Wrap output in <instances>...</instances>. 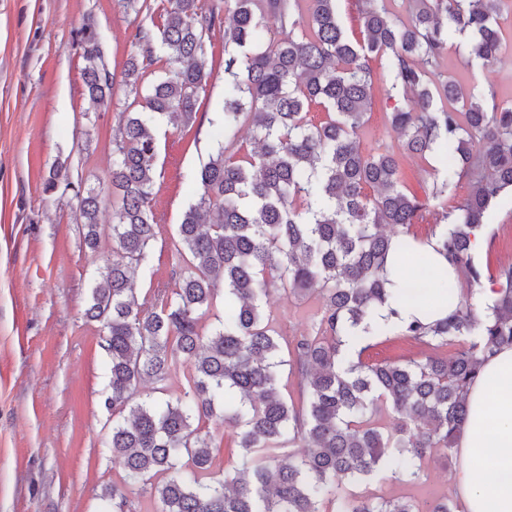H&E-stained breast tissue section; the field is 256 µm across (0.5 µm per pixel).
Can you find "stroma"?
Instances as JSON below:
<instances>
[{
	"mask_svg": "<svg viewBox=\"0 0 512 512\" xmlns=\"http://www.w3.org/2000/svg\"><path fill=\"white\" fill-rule=\"evenodd\" d=\"M94 23L111 72L121 73L139 48L137 26L156 29L162 8L136 13L120 0H0V512H98L102 490L120 482L109 441L112 412L105 406L110 369L101 324L84 310L97 269L112 258V136L121 112L133 101L116 83L112 104L101 109L85 94L83 51L74 31ZM506 47L501 61L484 69L466 50L450 51L443 76L468 85L494 86L512 100V13L503 15ZM215 59L200 92L190 132L157 131L158 161L152 208L160 226L136 285L168 283L174 268L177 226L201 193L195 177L217 148L216 114L224 106V31L206 41ZM373 98L358 140L363 151L388 148L395 135L389 112L403 106L388 97L389 74L372 69ZM66 166L73 179L103 189L101 243H83L72 191L48 193L53 168ZM477 260L490 272L512 264V194L489 210ZM322 307L314 294L276 291L265 307L285 339L310 333ZM424 349L402 336L372 338L369 363L422 358ZM455 458L427 457L419 483L375 477L343 483V496L369 492L425 501L454 492Z\"/></svg>",
	"mask_w": 512,
	"mask_h": 512,
	"instance_id": "1",
	"label": "stroma"
}]
</instances>
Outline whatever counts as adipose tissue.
<instances>
[{"mask_svg": "<svg viewBox=\"0 0 512 512\" xmlns=\"http://www.w3.org/2000/svg\"><path fill=\"white\" fill-rule=\"evenodd\" d=\"M455 454L466 512H512V347L488 356L468 392Z\"/></svg>", "mask_w": 512, "mask_h": 512, "instance_id": "adipose-tissue-1", "label": "adipose tissue"}]
</instances>
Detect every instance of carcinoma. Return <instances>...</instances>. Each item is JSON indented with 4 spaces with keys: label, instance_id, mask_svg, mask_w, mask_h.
<instances>
[{
    "label": "carcinoma",
    "instance_id": "cac0c4a2",
    "mask_svg": "<svg viewBox=\"0 0 512 512\" xmlns=\"http://www.w3.org/2000/svg\"><path fill=\"white\" fill-rule=\"evenodd\" d=\"M361 2L358 40L343 30L336 0H217L205 7L168 0L158 31L133 34L143 53L124 63L123 83L137 109L121 113L112 139V261L94 279L85 310L105 331L110 364L112 457L124 472L102 493L113 512H131L134 490L157 500L159 512H329L330 495L335 512H454L446 495L420 503L348 498L339 488L379 474L419 481L427 456L453 448L483 356L512 346V266L495 277L473 249L487 211L512 190V105L499 102L491 86L466 88L438 71L456 36L471 61L496 64L504 49L499 19L512 0H411L406 22L391 0ZM225 11L231 18L218 149L200 169L202 193L178 225V280L141 299L135 275L159 232L151 128L163 120L189 126L212 71L206 37ZM76 40L86 61L85 93L108 107L115 74L94 25L78 28ZM156 43L167 53L166 69L145 86ZM372 54L390 72L387 94L407 102L389 117L401 150L448 160L425 202L404 185L397 153L365 152L357 141L373 97ZM315 105L326 111L319 124L308 118ZM247 123L254 148L238 158V132ZM465 178L472 189L457 202L455 188ZM61 184L78 200L85 245L97 249L100 192L57 166L45 191ZM430 205L444 225L439 252L463 273L467 298L484 281L499 280L493 319L484 321L464 302L441 319L395 331L431 349L420 359L368 363L365 346L348 358L346 339L386 335L375 313L391 298L416 299L426 309L454 306L451 285L432 301L429 289L409 288L431 270V258L407 232ZM394 253L408 283L397 296L389 288ZM278 286L319 295L313 332L282 341L264 310ZM221 291L224 316L208 329L202 318ZM443 346L455 352L433 353ZM179 364L187 370L182 396L140 391L166 382ZM284 366L298 379V405L279 390ZM385 409L395 414L390 430ZM213 418L235 434L238 448L239 464L222 480L213 476L210 438L197 426ZM291 444L301 451L281 455Z\"/></svg>",
    "mask_w": 512,
    "mask_h": 512
}]
</instances>
